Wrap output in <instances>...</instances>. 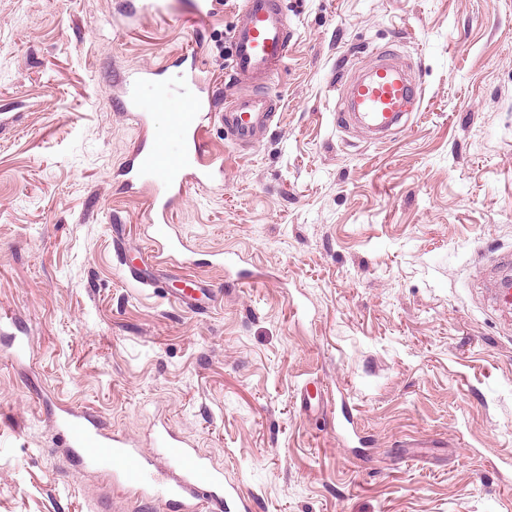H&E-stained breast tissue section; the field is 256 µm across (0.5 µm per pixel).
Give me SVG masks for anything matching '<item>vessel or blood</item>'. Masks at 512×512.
I'll use <instances>...</instances> for the list:
<instances>
[{
  "mask_svg": "<svg viewBox=\"0 0 512 512\" xmlns=\"http://www.w3.org/2000/svg\"><path fill=\"white\" fill-rule=\"evenodd\" d=\"M173 7L181 20L190 23L212 14L216 2L175 0ZM231 40L233 59L228 78L234 84L249 87V94L225 107L215 105L214 90L203 75L197 53H182V75L196 93L179 114L178 143L170 145L162 135L146 136L129 160L127 184L139 187L149 209L151 247L147 262L132 269L146 283H153L163 253L176 256L188 249L172 222L188 191H212L224 185L223 154L204 157L189 152L203 121L221 123L237 145L250 146L270 128L279 109L269 84L288 56L283 0H242ZM167 70L164 64L134 70L118 99L120 110L135 118L146 132L153 125V117L142 106L139 90L163 87ZM419 101L418 82L399 68L391 52L380 54L365 77L351 81L345 88L346 111L357 113L381 138L391 134ZM56 428L64 447L87 462L110 468L115 477L141 495L155 489L162 491L179 504L181 512H227L232 504L237 512H251L252 503L238 486L225 484L222 473L213 469L202 454L170 432L157 434L155 451L149 455L84 414L67 413Z\"/></svg>",
  "mask_w": 512,
  "mask_h": 512,
  "instance_id": "1",
  "label": "vessel or blood"
}]
</instances>
